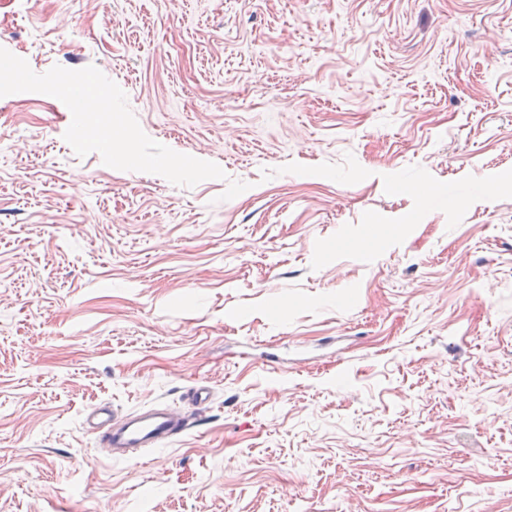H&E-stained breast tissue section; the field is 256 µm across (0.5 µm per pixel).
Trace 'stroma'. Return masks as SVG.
<instances>
[{"label":"stroma","mask_w":512,"mask_h":512,"mask_svg":"<svg viewBox=\"0 0 512 512\" xmlns=\"http://www.w3.org/2000/svg\"><path fill=\"white\" fill-rule=\"evenodd\" d=\"M0 47L227 174L0 97V512H512V0H0ZM201 384L137 458L83 428Z\"/></svg>","instance_id":"obj_1"}]
</instances>
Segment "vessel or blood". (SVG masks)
<instances>
[{
	"label": "vessel or blood",
	"instance_id": "vessel-or-blood-1",
	"mask_svg": "<svg viewBox=\"0 0 512 512\" xmlns=\"http://www.w3.org/2000/svg\"><path fill=\"white\" fill-rule=\"evenodd\" d=\"M86 420L99 441L107 443L118 458L127 457L132 449L161 447L191 430L196 422L194 416L159 403L137 411L122 422L106 408L92 410Z\"/></svg>",
	"mask_w": 512,
	"mask_h": 512
}]
</instances>
